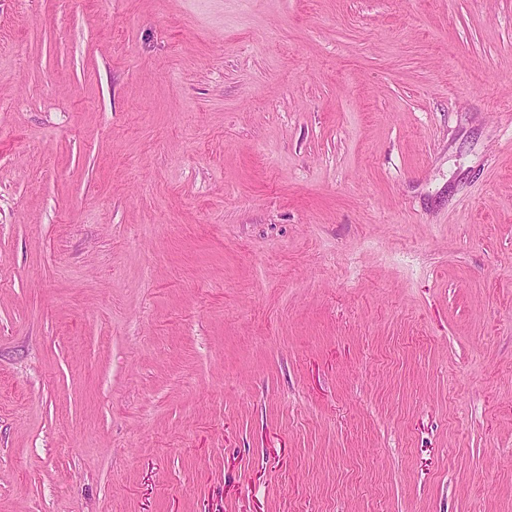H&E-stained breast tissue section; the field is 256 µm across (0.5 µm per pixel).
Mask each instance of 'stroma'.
<instances>
[{
  "label": "stroma",
  "instance_id": "obj_1",
  "mask_svg": "<svg viewBox=\"0 0 512 512\" xmlns=\"http://www.w3.org/2000/svg\"><path fill=\"white\" fill-rule=\"evenodd\" d=\"M0 512H512V0H0Z\"/></svg>",
  "mask_w": 512,
  "mask_h": 512
}]
</instances>
